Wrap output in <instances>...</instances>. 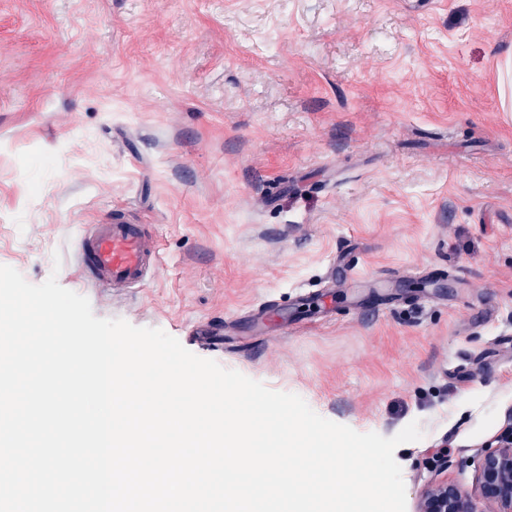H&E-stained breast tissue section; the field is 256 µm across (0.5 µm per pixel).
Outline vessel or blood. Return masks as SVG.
Listing matches in <instances>:
<instances>
[{
	"instance_id": "1",
	"label": "vessel or blood",
	"mask_w": 512,
	"mask_h": 512,
	"mask_svg": "<svg viewBox=\"0 0 512 512\" xmlns=\"http://www.w3.org/2000/svg\"><path fill=\"white\" fill-rule=\"evenodd\" d=\"M162 263L157 237L124 211L85 227L76 252L80 275L100 288L143 287Z\"/></svg>"
}]
</instances>
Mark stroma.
Listing matches in <instances>:
<instances>
[{
	"label": "stroma",
	"mask_w": 512,
	"mask_h": 512,
	"mask_svg": "<svg viewBox=\"0 0 512 512\" xmlns=\"http://www.w3.org/2000/svg\"><path fill=\"white\" fill-rule=\"evenodd\" d=\"M509 54L512 0H0V265L358 432L419 422L408 512L471 489L512 420ZM116 206L161 243L138 290L76 271Z\"/></svg>",
	"instance_id": "stroma-1"
}]
</instances>
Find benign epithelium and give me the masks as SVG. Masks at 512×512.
Wrapping results in <instances>:
<instances>
[{
  "mask_svg": "<svg viewBox=\"0 0 512 512\" xmlns=\"http://www.w3.org/2000/svg\"><path fill=\"white\" fill-rule=\"evenodd\" d=\"M416 512H512V423L479 453L472 489L437 478L422 489Z\"/></svg>",
  "mask_w": 512,
  "mask_h": 512,
  "instance_id": "7a95c632",
  "label": "benign epithelium"
}]
</instances>
